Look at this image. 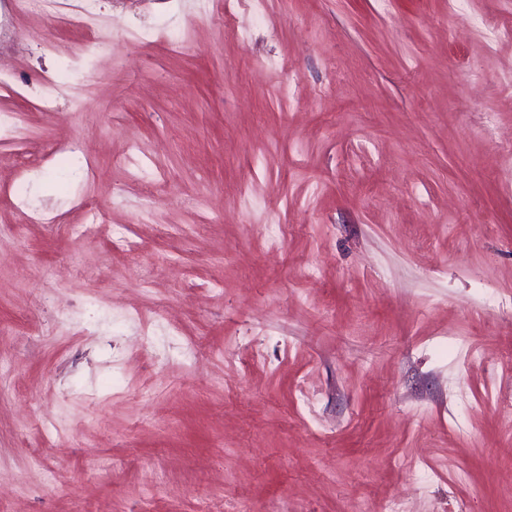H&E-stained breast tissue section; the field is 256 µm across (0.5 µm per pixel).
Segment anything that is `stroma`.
<instances>
[{"label": "stroma", "mask_w": 512, "mask_h": 512, "mask_svg": "<svg viewBox=\"0 0 512 512\" xmlns=\"http://www.w3.org/2000/svg\"><path fill=\"white\" fill-rule=\"evenodd\" d=\"M468 10L0 0V512H512V0Z\"/></svg>", "instance_id": "stroma-1"}]
</instances>
